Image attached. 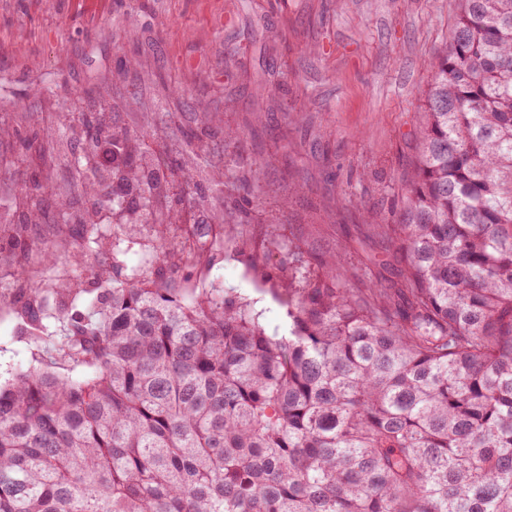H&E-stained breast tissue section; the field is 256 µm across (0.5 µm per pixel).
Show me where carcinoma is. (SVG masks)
<instances>
[{
	"label": "carcinoma",
	"instance_id": "1",
	"mask_svg": "<svg viewBox=\"0 0 512 512\" xmlns=\"http://www.w3.org/2000/svg\"><path fill=\"white\" fill-rule=\"evenodd\" d=\"M430 68L402 223L378 225L400 245L399 281L351 288L339 257L319 259L279 284L286 336L222 288L85 260L105 222L132 237L208 201L192 169L149 152L154 127L78 114L71 168L93 203L56 212L81 230L76 278L14 290L22 329L51 347L48 366L0 384V512H512V0H461ZM216 134L205 116L181 137ZM19 138L1 168L55 165L57 142ZM43 189L0 217L23 253ZM231 222L249 223L245 203L189 249L197 273ZM63 362L91 374L61 377Z\"/></svg>",
	"mask_w": 512,
	"mask_h": 512
}]
</instances>
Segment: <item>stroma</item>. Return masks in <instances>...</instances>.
Listing matches in <instances>:
<instances>
[{"mask_svg": "<svg viewBox=\"0 0 512 512\" xmlns=\"http://www.w3.org/2000/svg\"><path fill=\"white\" fill-rule=\"evenodd\" d=\"M459 0H0V125L65 138L54 116L80 94V111L114 112L136 131L163 117L183 130L210 116L236 140L215 137L211 154L235 173L223 186L202 158L161 135L156 158H183L214 201L244 197L253 219L224 227L226 241L250 240L274 278L282 252L299 248V272L340 255L351 286L387 288L398 279L393 240L416 154L428 64L450 38ZM145 224L121 242L129 265L160 241L179 247L208 216ZM69 224H36L27 279L41 285L71 274L36 249L74 240ZM208 288L253 302L267 333L284 335L279 291L256 281L246 257L218 256ZM39 347L0 304V383L39 367Z\"/></svg>", "mask_w": 512, "mask_h": 512, "instance_id": "35a3bbf8", "label": "stroma"}]
</instances>
